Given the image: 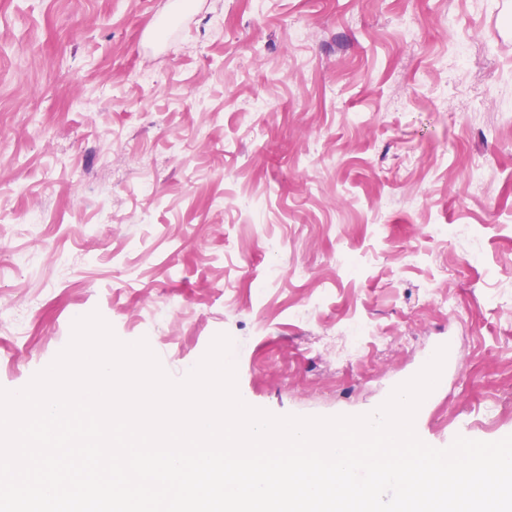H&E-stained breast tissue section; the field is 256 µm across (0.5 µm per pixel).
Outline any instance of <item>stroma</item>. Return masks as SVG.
Returning <instances> with one entry per match:
<instances>
[{
	"label": "stroma",
	"mask_w": 512,
	"mask_h": 512,
	"mask_svg": "<svg viewBox=\"0 0 512 512\" xmlns=\"http://www.w3.org/2000/svg\"><path fill=\"white\" fill-rule=\"evenodd\" d=\"M167 7L0 0V388L93 312L176 381L229 336L277 416L376 411L449 344L420 431L512 435V0H193L144 52Z\"/></svg>",
	"instance_id": "35a3bbf8"
}]
</instances>
